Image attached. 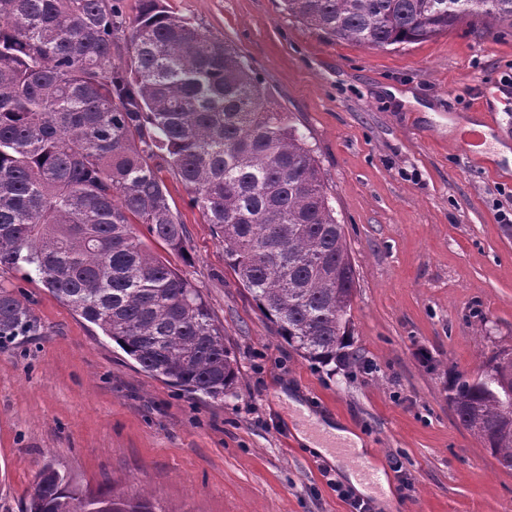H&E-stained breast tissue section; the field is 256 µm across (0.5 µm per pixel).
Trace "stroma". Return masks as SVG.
Here are the masks:
<instances>
[{
  "mask_svg": "<svg viewBox=\"0 0 512 512\" xmlns=\"http://www.w3.org/2000/svg\"><path fill=\"white\" fill-rule=\"evenodd\" d=\"M235 46L314 148L357 273L346 361L322 366L278 336L224 264L211 225L162 172L188 257L152 250L200 289L239 371L214 399L143 372L22 273L40 335L0 344V512H22L51 464L91 495L156 512H350L348 454L296 433L330 420L359 436L390 495L375 512H512L503 469L448 404L456 373L512 350V163L473 158L450 122L512 144V29L465 22L371 49L288 17L281 0H163ZM489 106L476 108L479 95Z\"/></svg>",
  "mask_w": 512,
  "mask_h": 512,
  "instance_id": "stroma-1",
  "label": "stroma"
}]
</instances>
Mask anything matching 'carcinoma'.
Wrapping results in <instances>:
<instances>
[{"mask_svg":"<svg viewBox=\"0 0 512 512\" xmlns=\"http://www.w3.org/2000/svg\"><path fill=\"white\" fill-rule=\"evenodd\" d=\"M325 36L384 49L470 20L512 27V0H283ZM126 42L128 58L118 57ZM171 170L238 276L302 358L349 343L356 269L314 149L245 57L213 32L141 0H0V272L22 271L140 368L218 398L237 379L202 293L137 225L186 250L160 178ZM41 326L0 283V340ZM459 422L512 470V351L448 394ZM26 512H154L34 475Z\"/></svg>","mask_w":512,"mask_h":512,"instance_id":"1","label":"carcinoma"}]
</instances>
